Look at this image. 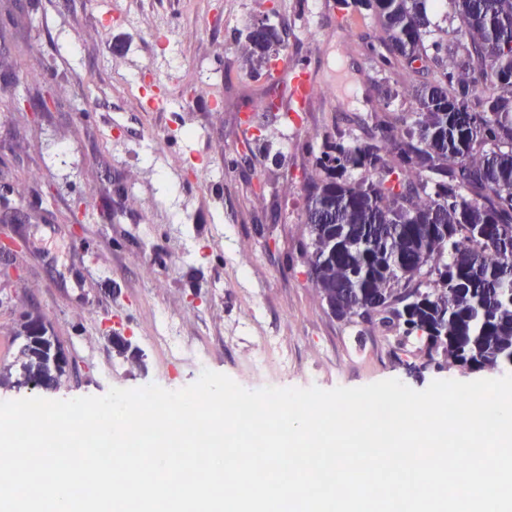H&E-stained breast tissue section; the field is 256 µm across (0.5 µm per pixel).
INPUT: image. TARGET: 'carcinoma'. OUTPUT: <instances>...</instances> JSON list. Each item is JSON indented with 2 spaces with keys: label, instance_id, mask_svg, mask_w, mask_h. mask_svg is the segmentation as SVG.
<instances>
[{
  "label": "carcinoma",
  "instance_id": "1",
  "mask_svg": "<svg viewBox=\"0 0 512 512\" xmlns=\"http://www.w3.org/2000/svg\"><path fill=\"white\" fill-rule=\"evenodd\" d=\"M425 2L336 0L379 27L380 71L426 73L405 90L412 111L376 116L377 139L326 136L301 247L335 317L421 341L424 368L495 369L512 362V0H457L451 48L427 41ZM246 40L251 71L270 74L283 31L263 20ZM19 354L43 389L66 374L28 335Z\"/></svg>",
  "mask_w": 512,
  "mask_h": 512
}]
</instances>
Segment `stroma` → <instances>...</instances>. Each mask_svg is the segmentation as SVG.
Segmentation results:
<instances>
[{
	"instance_id": "obj_1",
	"label": "stroma",
	"mask_w": 512,
	"mask_h": 512,
	"mask_svg": "<svg viewBox=\"0 0 512 512\" xmlns=\"http://www.w3.org/2000/svg\"><path fill=\"white\" fill-rule=\"evenodd\" d=\"M267 16L286 43L268 77L251 72L245 38ZM378 35L341 26L336 0H0V217L21 214L26 242L19 276L0 282V367L17 362L30 315L75 364L57 389L2 385L0 401L178 390L205 369L248 390L395 378L420 391L512 373H414L418 342L403 352L394 334L336 318L308 273L305 184L325 135L369 139L383 83L420 80L381 76L365 49ZM298 67L331 94L292 115ZM164 315L192 353L149 343Z\"/></svg>"
}]
</instances>
